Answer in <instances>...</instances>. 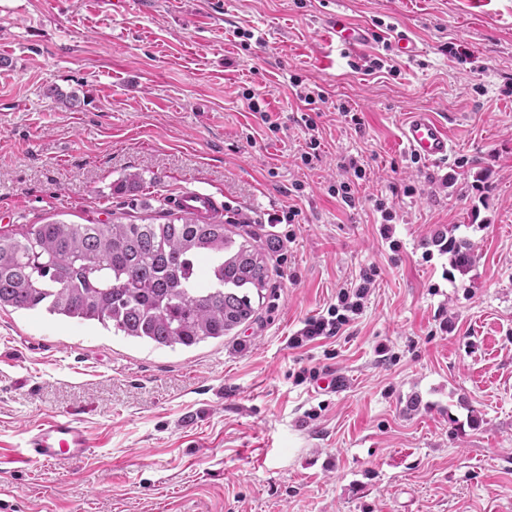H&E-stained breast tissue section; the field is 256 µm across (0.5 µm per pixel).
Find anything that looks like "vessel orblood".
Returning <instances> with one entry per match:
<instances>
[{"instance_id":"vessel-or-blood-1","label":"vessel or blood","mask_w":512,"mask_h":512,"mask_svg":"<svg viewBox=\"0 0 512 512\" xmlns=\"http://www.w3.org/2000/svg\"><path fill=\"white\" fill-rule=\"evenodd\" d=\"M324 25L354 50L371 40L369 29L352 25L337 14L328 17ZM400 141L413 156L429 161H442L448 157V126L431 113H411L401 129ZM169 204L174 210L198 218L213 215L220 208L213 195L197 190L172 195ZM23 446L25 452L17 456V463L44 462L61 467L82 462L90 449L85 428L66 416H55L27 429Z\"/></svg>"}]
</instances>
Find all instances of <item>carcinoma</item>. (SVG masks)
Masks as SVG:
<instances>
[{
  "label": "carcinoma",
  "mask_w": 512,
  "mask_h": 512,
  "mask_svg": "<svg viewBox=\"0 0 512 512\" xmlns=\"http://www.w3.org/2000/svg\"><path fill=\"white\" fill-rule=\"evenodd\" d=\"M220 221L33 224L0 233V308L97 321L159 346L222 339L256 313L269 270ZM469 244L449 239L456 266Z\"/></svg>",
  "instance_id": "1"
}]
</instances>
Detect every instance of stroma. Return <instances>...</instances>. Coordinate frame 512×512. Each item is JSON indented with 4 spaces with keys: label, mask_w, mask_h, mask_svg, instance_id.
<instances>
[{
    "label": "stroma",
    "mask_w": 512,
    "mask_h": 512,
    "mask_svg": "<svg viewBox=\"0 0 512 512\" xmlns=\"http://www.w3.org/2000/svg\"><path fill=\"white\" fill-rule=\"evenodd\" d=\"M339 10L370 44L330 39ZM413 112L447 122V161L399 147ZM182 190L253 233L262 305L191 348L0 309V512H512V0H0V232L137 224ZM371 267L360 315L289 346ZM53 415L87 458L14 463ZM340 167L347 175H350V178L348 176L347 181L340 182L339 186H336V190L332 186L331 191L332 193H335L336 196H340L341 200L346 205L350 207L355 206V196L352 192V184H355L354 179L361 180L365 177L366 170L363 165L358 164V161L353 158L349 159L348 163L340 165Z\"/></svg>",
    "instance_id": "35a3bbf8"
}]
</instances>
